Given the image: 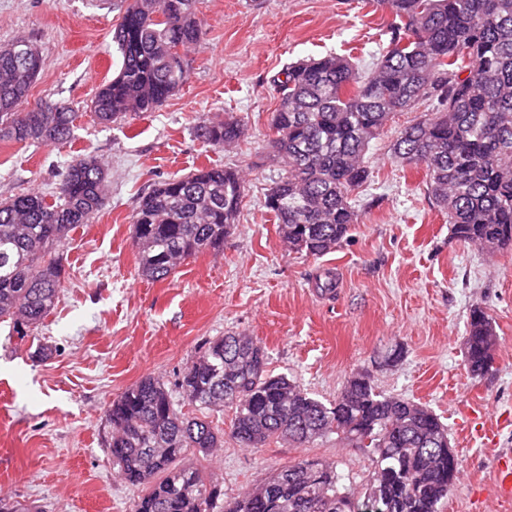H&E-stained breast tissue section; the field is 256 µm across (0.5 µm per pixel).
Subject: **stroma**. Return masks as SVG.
Returning a JSON list of instances; mask_svg holds the SVG:
<instances>
[{"label": "stroma", "mask_w": 512, "mask_h": 512, "mask_svg": "<svg viewBox=\"0 0 512 512\" xmlns=\"http://www.w3.org/2000/svg\"><path fill=\"white\" fill-rule=\"evenodd\" d=\"M125 6L0 0V44L29 40L44 58L31 99L77 114L69 140L0 142V200L53 194L87 152L108 173L104 207L60 251L65 287L54 311L23 338L0 324V496L29 512H132L138 491L106 448L109 403L147 376L180 399L186 364L236 332L264 348L273 373L323 402L365 372L385 393L427 406L461 459L440 512H512L493 484L496 467L512 459V249L489 254L453 240L424 169L392 158L391 142L419 112L396 116L372 141L375 178L359 190V220L334 252L290 250L263 205L281 173L268 148L274 78L309 56L352 51L371 62L388 43L391 15L374 0H198L205 35L186 55L187 83L158 110L104 127L90 102L121 67L112 31ZM228 116L246 126L232 148L197 138L202 121ZM205 166L242 175L237 224L219 253L187 260L166 280L145 279L132 224L141 196ZM327 269L336 274L329 295L316 286ZM476 306L497 336L494 369L481 378L465 363ZM394 349L400 360L384 366ZM302 459L334 463L354 499L371 479L368 454L334 434L298 448H244L228 438L218 457L185 462L223 481L230 498Z\"/></svg>", "instance_id": "35a3bbf8"}]
</instances>
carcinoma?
Returning a JSON list of instances; mask_svg holds the SVG:
<instances>
[{
  "mask_svg": "<svg viewBox=\"0 0 512 512\" xmlns=\"http://www.w3.org/2000/svg\"><path fill=\"white\" fill-rule=\"evenodd\" d=\"M197 0H127L112 33L119 72L97 89L91 113L101 124L154 112L186 83L183 50L200 41ZM392 16L385 54L362 69L351 55L300 59L273 80L270 155L282 167L265 205L282 240L322 256L357 223L352 194L370 183L366 154L393 120L426 102L432 110L399 132L394 155L423 166L430 200L448 215L451 235L489 253L512 247V0H377ZM0 45V141L50 144L73 132V113L38 101L39 75ZM218 148L244 134L228 117L199 125ZM107 174L93 155L74 160L54 200L18 195L0 204V322L20 337L54 309L63 268L56 256L106 199ZM238 172L206 167L163 181L133 215L141 274L167 279L176 266L224 245L242 202ZM497 337L480 307L470 312L469 374L494 369ZM183 405L233 411L229 431L175 407L165 383L141 379L107 410V440L121 479L141 489L133 512H357L338 485L336 467L299 460L236 496L181 460L208 456L224 435L247 448L272 440L300 447L329 434L365 449L374 471L366 496L376 512H438L460 474L448 428L429 408L385 394L371 378L349 380L327 405L288 376L268 370V356L244 334L220 336L187 364L179 380Z\"/></svg>",
  "mask_w": 512,
  "mask_h": 512,
  "instance_id": "carcinoma-1",
  "label": "carcinoma"
}]
</instances>
